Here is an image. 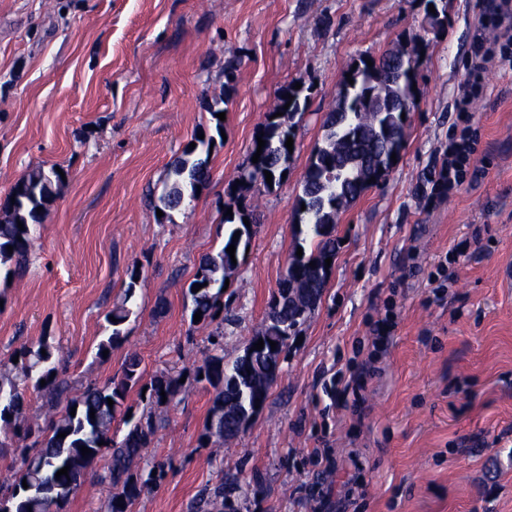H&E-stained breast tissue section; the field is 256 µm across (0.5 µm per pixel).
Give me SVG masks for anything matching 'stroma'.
<instances>
[{
    "instance_id": "obj_1",
    "label": "stroma",
    "mask_w": 512,
    "mask_h": 512,
    "mask_svg": "<svg viewBox=\"0 0 512 512\" xmlns=\"http://www.w3.org/2000/svg\"><path fill=\"white\" fill-rule=\"evenodd\" d=\"M479 13L480 0H448L445 30L429 37L424 0H0V201L37 169L65 175L23 271L0 266V371L46 337L74 397L132 355L147 374L184 376L171 402L127 395L135 415L162 421L144 458L167 467L131 512H194L228 473L247 488L241 512H512V283L499 276L512 261V70L489 72L474 106L483 177L440 203L417 192L454 130ZM423 36L405 148L340 214L302 340L246 430L201 444L212 395L192 375L207 331L190 324L188 286L224 244L229 185L280 88L300 83L308 102L285 178L244 193L254 224L220 299L229 362L263 327L293 252L311 245L296 201L351 62ZM214 107L227 139L209 183L162 210L172 162ZM135 265L124 339L98 360ZM389 310L391 340L377 353L370 327ZM365 362L362 390L344 391L338 372ZM106 466L97 459L65 512H107Z\"/></svg>"
}]
</instances>
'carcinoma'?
Wrapping results in <instances>:
<instances>
[{
	"instance_id": "carcinoma-1",
	"label": "carcinoma",
	"mask_w": 512,
	"mask_h": 512,
	"mask_svg": "<svg viewBox=\"0 0 512 512\" xmlns=\"http://www.w3.org/2000/svg\"><path fill=\"white\" fill-rule=\"evenodd\" d=\"M426 2L435 6V12H426V32L436 34L444 29L446 5L443 0ZM407 55L405 50L393 49L379 56L354 60L357 67L349 70L354 83L347 80L342 83L336 106L326 114L324 144L313 150L303 176L302 194L297 199V205H305V210L296 214L299 222L305 224L313 248L308 255H292L277 291L271 296L266 323L256 334L266 345L265 353L254 354L247 347L229 365L224 362V321L219 319L223 312L219 299L223 295L224 272L234 267L227 248L231 244L241 247L243 238L251 234L243 219L253 220L235 192H230L234 201L228 207L232 208L233 216L224 217V223L231 225L224 245L217 253L202 258L194 281L189 284L191 288L197 283L203 285L191 293V313L202 312L196 326L211 328L207 336L208 355L194 375L196 383L213 395L202 442L236 438L241 433V421L251 409L264 406L287 358L288 341L300 331L326 287L325 260L336 253L334 231L339 213L370 187L369 179L385 178L394 165L392 154L404 149L405 121L401 115L417 106V92L412 90L417 82L416 65L408 62ZM288 93L293 100L286 98ZM302 93L303 89L292 85L281 89L274 109L280 116L266 118L262 127L265 147L259 161L243 169L239 181L264 184L267 171L274 182L282 177L291 156L285 142L293 136L292 120L303 112L306 104ZM194 142L196 147L184 149L170 169L173 180L161 198L169 209L178 207L184 200H194L197 187L205 186L210 178V147L215 144L214 136L206 134ZM60 180L56 168L48 171L40 168L20 181L0 204L4 213L0 221V261L13 260L19 266L25 260L34 246V233L45 219V207L53 196L55 184ZM39 206L43 210H37ZM237 232L240 236L235 242L233 236ZM9 246L13 247L11 253L7 250ZM312 261L316 262L314 268L309 266ZM138 277L140 272L131 270L132 281L124 300L107 313L112 332L98 346L100 358L103 351H110L122 342L121 325L132 314L128 302ZM272 341L276 342L274 350L270 346ZM52 358L53 346L44 339L36 348L19 351L15 375H0V426L9 430L6 438H34L33 453L24 457L19 471L0 481V512H63L65 504L84 485L88 468L103 455L108 457V462L100 482L111 492L108 512H130L131 505L144 490L161 485L165 465L155 463L148 469L138 466L143 451L153 443L157 423L127 417L131 411L125 405L127 393L138 386L146 390L145 400L150 404L162 403L163 392L171 401L182 392L180 378L161 371L145 383L140 359L131 357L120 377L101 386L89 384L79 397L65 399L67 382L63 379V367ZM30 388L43 389L56 402H65L64 413L46 429L35 431L30 426H19ZM110 399L114 401L111 406ZM92 409L95 410L93 419L90 418ZM119 415L127 426L121 439L112 434V422ZM63 432L66 437H58ZM84 446L91 449L85 456L80 451ZM67 465L70 466L68 475L56 476ZM241 492L238 477L227 478L215 487L212 495L200 498V508L213 507L219 502L231 506V512H239L234 494Z\"/></svg>"
}]
</instances>
